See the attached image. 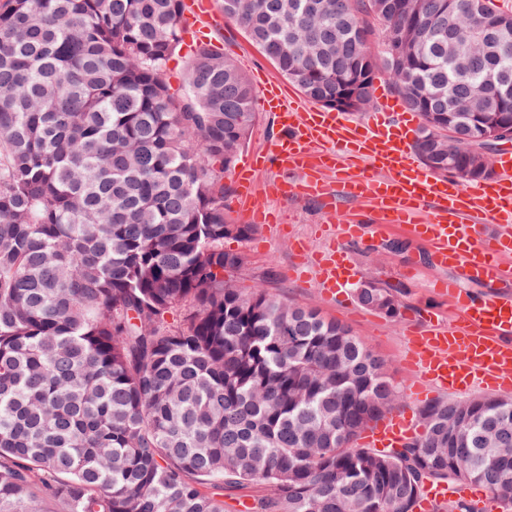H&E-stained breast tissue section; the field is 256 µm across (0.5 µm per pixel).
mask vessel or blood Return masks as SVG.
I'll list each match as a JSON object with an SVG mask.
<instances>
[{"instance_id": "1", "label": "vessel or blood", "mask_w": 512, "mask_h": 512, "mask_svg": "<svg viewBox=\"0 0 512 512\" xmlns=\"http://www.w3.org/2000/svg\"><path fill=\"white\" fill-rule=\"evenodd\" d=\"M213 8V0H185L190 30H198ZM375 94V113L353 122L345 113L318 106L295 108L276 82L263 81L260 102L275 114L280 134L236 170V208L246 222L268 223L255 203L254 181L272 167L288 173L278 185L283 197L316 201L327 217H335L339 198L364 202L368 218H351L340 227L346 239L382 237L397 226L408 240L428 246L445 271L432 286L457 318L447 325L439 312L429 313L421 335L412 337L409 365L422 385L439 391L476 386L511 392L512 296L503 289L512 284V151L497 158L494 179L476 187L433 175L411 150L417 114L404 111L383 88ZM313 264L326 290L349 284L359 274L348 252L333 247L316 253ZM468 282L496 293L472 294L464 288ZM415 430L411 415L394 414L369 427L360 443L398 448ZM450 496L479 500L483 493L473 484H431L415 508L434 512Z\"/></svg>"}]
</instances>
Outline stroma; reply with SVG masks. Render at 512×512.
Instances as JSON below:
<instances>
[{"mask_svg":"<svg viewBox=\"0 0 512 512\" xmlns=\"http://www.w3.org/2000/svg\"><path fill=\"white\" fill-rule=\"evenodd\" d=\"M205 31L250 82L265 77L284 82L274 64L233 19L219 15L217 21L207 24ZM280 178V172L275 169L260 173L256 188L257 204L275 214L277 224L254 225L247 239L224 242L225 248L241 252L245 257V265L236 273V280L241 287L259 286L281 300L315 309L363 338L372 352L386 363L389 376L402 393L397 411L418 413L421 402L410 400L406 395L414 379L406 362L410 333L425 325L431 310L443 312L447 321L455 319L447 303L438 301L430 287L440 271L432 264L428 250L420 245L389 249L380 240L345 246L356 260L361 276L402 289L405 307L399 317L389 318L365 309L358 303L350 285L337 288L332 294L325 293L310 263L297 258L291 249L295 239L305 241L314 253L331 247L321 209L313 202L281 196L277 190Z\"/></svg>","mask_w":512,"mask_h":512,"instance_id":"1","label":"stroma"}]
</instances>
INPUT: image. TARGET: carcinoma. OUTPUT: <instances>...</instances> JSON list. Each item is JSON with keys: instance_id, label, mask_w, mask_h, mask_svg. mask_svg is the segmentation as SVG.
<instances>
[{"instance_id": "1", "label": "carcinoma", "mask_w": 512, "mask_h": 512, "mask_svg": "<svg viewBox=\"0 0 512 512\" xmlns=\"http://www.w3.org/2000/svg\"><path fill=\"white\" fill-rule=\"evenodd\" d=\"M327 108L388 77L440 176L489 179L468 139L512 129V15L493 0H216ZM485 38L470 46L472 33ZM183 0H0V512H413L428 482L512 507V400L420 409L358 444L397 387L364 340L245 289L224 186L255 90ZM182 59L178 86L170 62ZM358 302L401 315L372 280ZM212 491H207V488Z\"/></svg>"}]
</instances>
